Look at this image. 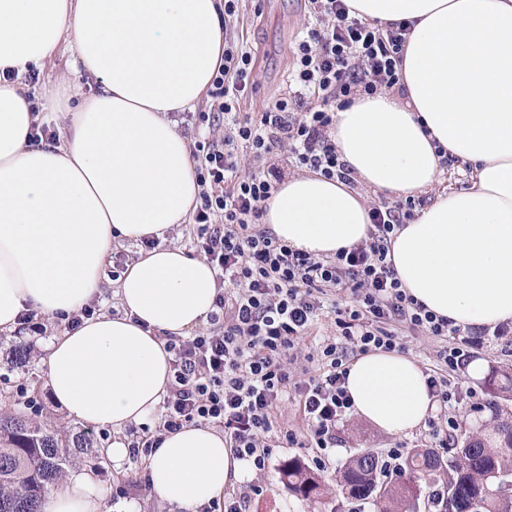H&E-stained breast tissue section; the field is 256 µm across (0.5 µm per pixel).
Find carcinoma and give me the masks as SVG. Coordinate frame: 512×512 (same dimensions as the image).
<instances>
[{
    "mask_svg": "<svg viewBox=\"0 0 512 512\" xmlns=\"http://www.w3.org/2000/svg\"><path fill=\"white\" fill-rule=\"evenodd\" d=\"M29 349L17 344L7 365L22 368ZM488 387L504 401L512 400V362L491 367ZM94 455L84 432L61 436L56 426L21 410L0 413V512H39L48 486L60 481L72 466L73 451ZM378 453L365 448L340 469L339 486L353 500L369 501L377 512H412L422 489L442 491L441 512H512V412L499 408L488 430H464L448 447L414 448L400 471L381 479ZM281 482L306 499L324 493L325 485L298 458L280 468Z\"/></svg>",
    "mask_w": 512,
    "mask_h": 512,
    "instance_id": "carcinoma-1",
    "label": "carcinoma"
}]
</instances>
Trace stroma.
<instances>
[{
  "label": "stroma",
  "mask_w": 512,
  "mask_h": 512,
  "mask_svg": "<svg viewBox=\"0 0 512 512\" xmlns=\"http://www.w3.org/2000/svg\"><path fill=\"white\" fill-rule=\"evenodd\" d=\"M311 6L308 0H239L237 13V33L244 43L251 47L258 72L256 90L240 103L241 112L254 114L261 112L268 102L286 89L292 70V50L311 22ZM78 80L84 90L97 89L96 79L87 74H76L72 66V56L68 44H61L53 55L38 70L33 84L34 93L30 99L35 111H43L45 100L41 90L56 85L62 80ZM141 246L134 242L114 245L112 257L105 269L108 284L101 295L95 296L93 305L100 313L119 315L121 307L116 295V281L128 262L136 259ZM64 329L62 323L39 317L34 329L18 328L16 335L0 333V407H15L27 414L42 413L55 418L57 424L76 427L80 421L68 416L67 412L54 405L46 386V345ZM466 336L477 338L472 350L473 361L479 362L480 376H472L464 371L456 381L461 389L474 388L481 391L487 406L479 411L471 410L469 404H462L455 413L461 428L475 429L490 427L495 411L490 408L491 394L486 391L483 372L491 363L501 359L502 337L512 338V322L500 324L498 329L469 328ZM22 337L32 348V358L26 371L10 370L6 356L15 339ZM338 443L326 469L320 475L329 485L328 494L322 499L311 501L288 491L279 481L281 466L291 458L311 460V449L294 445L291 448L276 449L269 469L261 482L266 492L255 497L249 512H346L349 502L336 485V475L341 465L353 454L364 448L385 453L395 446L403 448H433L437 442L428 434L427 426H419L407 434H388L365 420L358 414H351L336 428ZM77 467H95L97 479L106 490L108 504L112 512H179L178 508L160 501L150 491L130 490L132 482L148 483L147 458L143 455L126 456L121 466L110 461L91 464L89 459L78 458ZM127 490V497H120V490Z\"/></svg>",
  "instance_id": "obj_1"
}]
</instances>
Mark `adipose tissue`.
Returning a JSON list of instances; mask_svg holds the SVG:
<instances>
[{
	"instance_id": "adipose-tissue-1",
	"label": "adipose tissue",
	"mask_w": 512,
	"mask_h": 512,
	"mask_svg": "<svg viewBox=\"0 0 512 512\" xmlns=\"http://www.w3.org/2000/svg\"><path fill=\"white\" fill-rule=\"evenodd\" d=\"M379 24L409 21L404 93L337 110L331 138L353 184L314 172L289 177L262 222L281 241L328 255L365 239L363 188L395 197L434 193L390 247L403 288L456 325L512 321V0H348ZM68 42L78 83L45 91V121L62 140L34 142L23 77ZM224 53L220 0H0V333L33 309L80 310L105 284L114 245L156 239L126 266L123 312L85 319L46 347L47 383L69 415L121 431L148 422L170 378L169 336L214 309L210 263L171 237L199 204L195 163L173 115L193 111ZM13 79H5L6 70ZM468 169L469 186H441L439 150ZM356 412L390 434L432 409L421 366L395 352L352 362ZM153 493L195 512L252 473L223 433L187 425L163 434L147 460ZM41 512H107L93 470L49 486Z\"/></svg>"
}]
</instances>
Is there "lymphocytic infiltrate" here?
Returning a JSON list of instances; mask_svg holds the SVG:
<instances>
[{"label": "lymphocytic infiltrate", "mask_w": 512, "mask_h": 512, "mask_svg": "<svg viewBox=\"0 0 512 512\" xmlns=\"http://www.w3.org/2000/svg\"><path fill=\"white\" fill-rule=\"evenodd\" d=\"M310 4L314 21L293 52V87L257 116L239 110L257 86L252 51L232 36L224 38V59L208 90L224 127L210 129L192 152L200 187L195 246L222 287L211 330L166 344L172 358L162 430L219 426L227 448L259 474L270 465L273 424L291 380L287 354L317 321L326 296L346 297L337 311L338 335L319 347L318 378L297 388L316 467H326L336 427L354 407L347 390L351 360L375 350H398L396 326L440 344L438 366L427 378L436 404L428 427L440 444L459 429L449 404L474 396L452 380L470 357L448 342L459 327L407 294L388 258L393 235L416 218L425 199L373 205L366 239L332 255L283 244L260 223L265 201L285 178V165L351 182L330 137L336 110L401 87L411 23L379 27L352 15L345 0ZM245 156L256 172L243 173Z\"/></svg>", "instance_id": "lymphocytic-infiltrate-1"}]
</instances>
